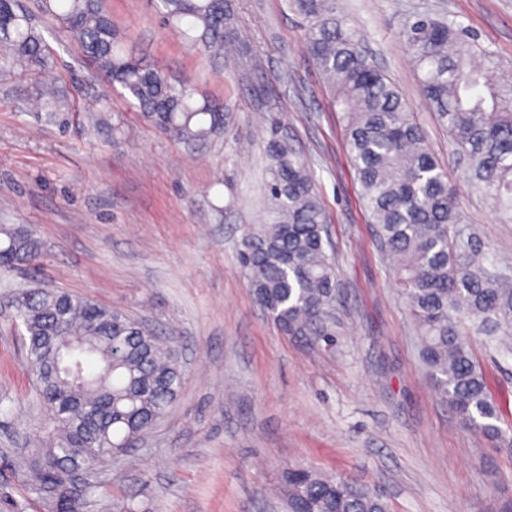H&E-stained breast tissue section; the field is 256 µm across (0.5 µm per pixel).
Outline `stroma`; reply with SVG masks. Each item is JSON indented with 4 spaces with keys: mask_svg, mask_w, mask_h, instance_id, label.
I'll list each match as a JSON object with an SVG mask.
<instances>
[{
    "mask_svg": "<svg viewBox=\"0 0 512 512\" xmlns=\"http://www.w3.org/2000/svg\"><path fill=\"white\" fill-rule=\"evenodd\" d=\"M247 54L186 50L156 0H103L130 52L232 112L230 126L188 145L141 121L120 94V139L68 132L29 113L31 85L0 78V224L42 246L38 270L0 272V505L41 512L15 464L50 416L36 399L10 300L41 283L173 336L183 357L178 399L132 448L98 467L86 512H287L278 476L291 464L379 490L390 512H503L512 454L461 423L418 361L393 265L353 180L340 113L303 52L293 0H229ZM34 23L67 69L77 106L104 74L46 16ZM404 95L456 187L468 223L512 260V224L470 193L448 135L421 94L403 43L418 15L445 16L512 71V0H338ZM261 129L288 137L309 165L338 269L334 349L284 337L254 299L238 261L243 227L265 212ZM491 389L512 413V357L476 345Z\"/></svg>",
    "mask_w": 512,
    "mask_h": 512,
    "instance_id": "35a3bbf8",
    "label": "stroma"
}]
</instances>
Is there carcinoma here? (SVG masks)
Instances as JSON below:
<instances>
[{"label":"carcinoma","instance_id":"carcinoma-1","mask_svg":"<svg viewBox=\"0 0 512 512\" xmlns=\"http://www.w3.org/2000/svg\"><path fill=\"white\" fill-rule=\"evenodd\" d=\"M307 20L303 51L342 107L346 148L361 200L394 264L419 342V359L435 391L470 429L512 450L499 405L473 352L483 336L512 354V262L491 257L466 223L455 189L398 88L363 50L336 0H296ZM42 11L143 119L160 133L205 142L231 113L196 98L184 83L133 57L101 0H40ZM163 24L190 51L222 52L235 43L226 0H158ZM421 72V91L446 128L468 187L493 200L512 224V74L454 20L421 15L403 33ZM52 57L28 13L0 0V78L36 83L33 114L63 130L72 108L60 99ZM88 123L116 132L105 99ZM265 154L268 219L246 228L239 257L257 302L286 336L324 348L338 342L331 315L336 264L327 252L326 217L308 164L285 139ZM41 244L22 226L0 225V269L33 268ZM25 330L26 360L53 432L18 462L43 512H83L98 465L128 448L166 413L182 385L175 347L86 297L45 288L14 299ZM288 512H388L376 490L303 464L282 472Z\"/></svg>","mask_w":512,"mask_h":512}]
</instances>
